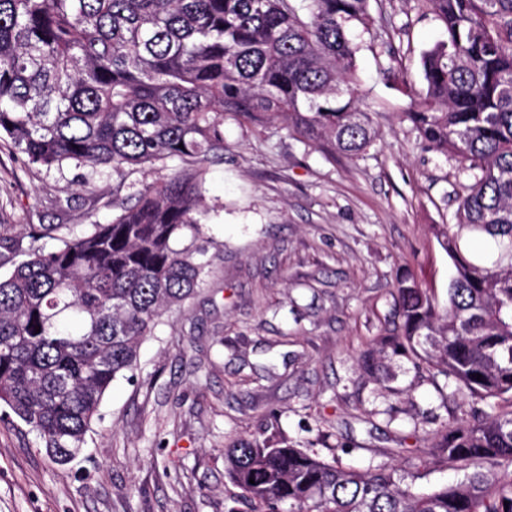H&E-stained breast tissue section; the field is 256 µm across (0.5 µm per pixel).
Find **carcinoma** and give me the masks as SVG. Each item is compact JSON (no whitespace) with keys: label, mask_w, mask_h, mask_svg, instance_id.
<instances>
[{"label":"carcinoma","mask_w":512,"mask_h":512,"mask_svg":"<svg viewBox=\"0 0 512 512\" xmlns=\"http://www.w3.org/2000/svg\"><path fill=\"white\" fill-rule=\"evenodd\" d=\"M428 3L445 39L423 53L425 92L406 118L467 177L456 223L436 232L455 274L442 305L399 278L400 323L360 360L376 378L404 357L444 378L443 403H472L415 442L463 477L418 487L264 431L225 453L232 501L250 512H512V0ZM370 23V0H0V140L29 165L121 177L206 161L224 150L228 115L272 117L356 157L376 139L352 33ZM201 206L198 174L176 172L50 251L0 233V267L13 266L0 279V404L56 463L79 454L162 313L202 284ZM469 233L495 259L466 256Z\"/></svg>","instance_id":"1"}]
</instances>
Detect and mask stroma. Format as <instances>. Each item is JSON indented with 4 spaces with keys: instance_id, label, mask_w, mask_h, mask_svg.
I'll return each instance as SVG.
<instances>
[{
    "instance_id": "1",
    "label": "stroma",
    "mask_w": 512,
    "mask_h": 512,
    "mask_svg": "<svg viewBox=\"0 0 512 512\" xmlns=\"http://www.w3.org/2000/svg\"><path fill=\"white\" fill-rule=\"evenodd\" d=\"M371 14L356 65L378 136L358 157L279 119H226L222 153L132 167L120 183L28 166L0 145V230L22 244L35 228L53 249L110 222L146 184L199 169L211 261L195 296L144 339L132 378L113 382L75 460L53 462L0 405V512H224L226 446L266 429L345 468L387 463L422 487L457 479L392 453L458 413L428 372L397 359L384 385L357 360L392 326L397 278L446 301L453 265L434 227L454 223L459 181L455 160L404 118L441 22L423 0H371Z\"/></svg>"
}]
</instances>
